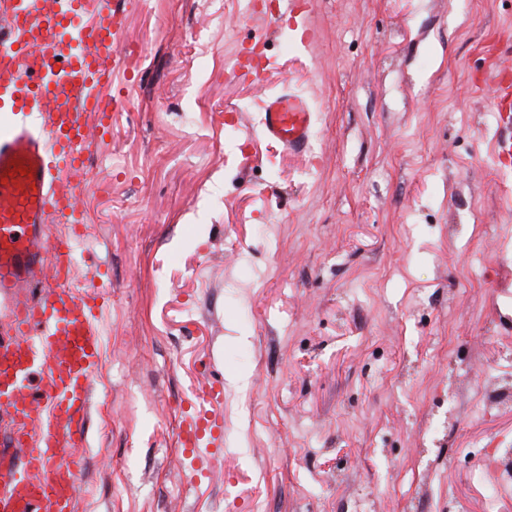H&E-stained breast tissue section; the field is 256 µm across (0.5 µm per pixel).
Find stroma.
I'll return each mask as SVG.
<instances>
[{
    "mask_svg": "<svg viewBox=\"0 0 512 512\" xmlns=\"http://www.w3.org/2000/svg\"><path fill=\"white\" fill-rule=\"evenodd\" d=\"M122 40L80 199L74 284L107 268L112 304L77 512H512V0H135ZM255 46L258 85L231 73ZM284 85L302 156L258 134ZM202 406L223 446L192 482ZM207 419V420H205ZM206 421V426L201 427V421ZM209 421V422H208ZM218 416L213 414V419L207 417L206 413L202 416L199 415L197 417L188 416L182 423L180 432H179V441L182 445L183 451H188L190 454V459L192 463V468L195 470L193 463L195 461L200 464H208L210 463L213 456L216 455L217 448H210L211 446L217 447L218 442L222 441V423L217 424ZM210 424V438L204 440V436L202 432L208 428ZM217 428L219 433L217 436L213 434V429Z\"/></svg>",
    "mask_w": 512,
    "mask_h": 512,
    "instance_id": "obj_1",
    "label": "stroma"
}]
</instances>
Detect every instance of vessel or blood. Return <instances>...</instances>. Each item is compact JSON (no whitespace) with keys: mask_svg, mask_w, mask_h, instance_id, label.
<instances>
[{"mask_svg":"<svg viewBox=\"0 0 512 512\" xmlns=\"http://www.w3.org/2000/svg\"><path fill=\"white\" fill-rule=\"evenodd\" d=\"M131 0H0V512H75L92 382L103 359L105 297L70 287L75 251L47 224L78 226L94 135L124 105L102 87L124 74ZM265 140L307 151L314 116L284 88L261 102ZM186 418L179 441L210 463L218 436Z\"/></svg>","mask_w":512,"mask_h":512,"instance_id":"1","label":"vessel or blood"}]
</instances>
